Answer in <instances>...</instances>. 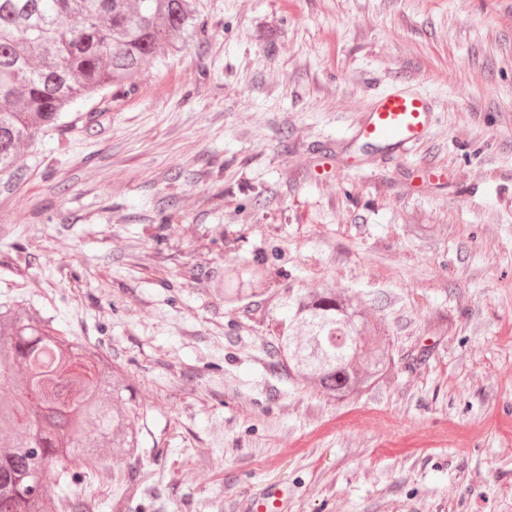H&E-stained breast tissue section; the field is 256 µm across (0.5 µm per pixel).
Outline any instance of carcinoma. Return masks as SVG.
Instances as JSON below:
<instances>
[{"instance_id":"carcinoma-1","label":"carcinoma","mask_w":512,"mask_h":512,"mask_svg":"<svg viewBox=\"0 0 512 512\" xmlns=\"http://www.w3.org/2000/svg\"><path fill=\"white\" fill-rule=\"evenodd\" d=\"M195 29L192 0H0V176L21 177L24 152L100 91L127 94L145 65ZM289 323L270 354L328 400L359 395L389 372L376 324L331 290L288 297ZM0 512H80L52 496L78 456L132 458L140 405L123 370L45 324L36 309L0 304Z\"/></svg>"}]
</instances>
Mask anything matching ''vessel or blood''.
<instances>
[{
  "label": "vessel or blood",
  "mask_w": 512,
  "mask_h": 512,
  "mask_svg": "<svg viewBox=\"0 0 512 512\" xmlns=\"http://www.w3.org/2000/svg\"><path fill=\"white\" fill-rule=\"evenodd\" d=\"M434 110L431 99L399 85L373 101L357 135L368 143L404 153L425 137ZM285 502L284 487L272 483L247 500L245 512H282Z\"/></svg>",
  "instance_id": "1"
}]
</instances>
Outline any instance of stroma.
<instances>
[{
    "instance_id": "1",
    "label": "stroma",
    "mask_w": 512,
    "mask_h": 512,
    "mask_svg": "<svg viewBox=\"0 0 512 512\" xmlns=\"http://www.w3.org/2000/svg\"><path fill=\"white\" fill-rule=\"evenodd\" d=\"M189 46L68 113L0 181V303L100 349L147 411L86 512H512V0H194ZM436 104L356 136L395 83ZM258 267L262 303L224 302ZM350 297L392 357L345 401L270 355L287 297ZM434 110L431 99L398 85L373 101L357 137L405 153L425 137ZM286 491L278 483L264 486L246 502L245 512H281L286 502Z\"/></svg>"
}]
</instances>
